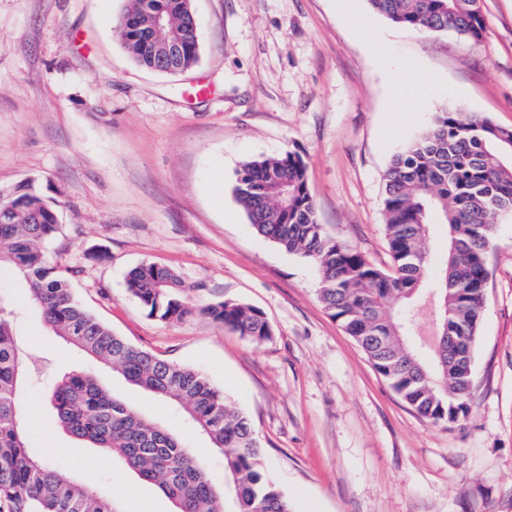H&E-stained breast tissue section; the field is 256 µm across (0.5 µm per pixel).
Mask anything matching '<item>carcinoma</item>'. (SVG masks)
I'll return each instance as SVG.
<instances>
[{
    "label": "carcinoma",
    "mask_w": 512,
    "mask_h": 512,
    "mask_svg": "<svg viewBox=\"0 0 512 512\" xmlns=\"http://www.w3.org/2000/svg\"><path fill=\"white\" fill-rule=\"evenodd\" d=\"M368 3L374 13L414 30L449 32L474 43L485 30L480 0ZM156 16L162 18L158 29ZM173 31L183 33L184 51L171 66L186 71L199 58L186 0H131L115 24L123 48L151 70L157 69L158 44ZM233 192L256 234L318 267L319 299L405 403L435 424L466 416L473 355L456 357L448 351V337L460 336L463 348L474 347L495 224L512 214V129L484 117L440 112L393 158L384 192L388 270L319 224L299 156L243 163ZM3 197L0 266L25 281L48 329L84 356L112 366L128 383L175 404L224 455V487L207 476L202 458L179 435L110 393L86 370L57 376L49 397L54 422L155 485L176 512H292L263 471L249 418L206 375L136 347L74 298L69 276L50 264L44 249L57 231L56 210L32 183ZM439 228L442 247L432 254L424 243ZM423 283L439 298L424 362L409 343L417 323L413 300ZM126 286L151 317L181 321L198 312L257 343L272 336L263 313L253 307L228 301L189 307L183 299L188 285L173 269L136 266ZM29 377L12 306L0 296V512H118L116 500L31 453L18 401Z\"/></svg>",
    "instance_id": "carcinoma-1"
}]
</instances>
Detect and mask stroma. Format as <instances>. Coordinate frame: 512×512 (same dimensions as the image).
Returning a JSON list of instances; mask_svg holds the SVG:
<instances>
[{
	"label": "stroma",
	"mask_w": 512,
	"mask_h": 512,
	"mask_svg": "<svg viewBox=\"0 0 512 512\" xmlns=\"http://www.w3.org/2000/svg\"><path fill=\"white\" fill-rule=\"evenodd\" d=\"M200 55L169 75L133 62L113 23L128 0H0V191L57 205L47 246L79 302L134 345L206 374L250 419L293 512H512V215L487 255L470 408L433 424L407 405L321 303L319 270L257 235L233 193L252 158L299 154L318 219L385 268L383 176L439 112L512 129V0H481L472 43L371 13L367 0H193ZM177 270L193 307L262 311L255 343L203 316L149 317L129 270ZM36 373L20 395L33 454L123 512H174L155 486L60 430L49 394L82 368L203 449L175 408L54 336L0 273Z\"/></svg>",
	"instance_id": "stroma-1"
}]
</instances>
